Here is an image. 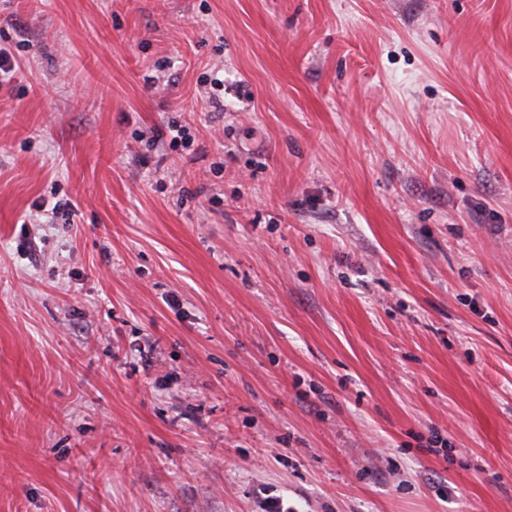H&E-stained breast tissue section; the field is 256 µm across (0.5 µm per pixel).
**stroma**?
Wrapping results in <instances>:
<instances>
[{
	"label": "stroma",
	"mask_w": 512,
	"mask_h": 512,
	"mask_svg": "<svg viewBox=\"0 0 512 512\" xmlns=\"http://www.w3.org/2000/svg\"><path fill=\"white\" fill-rule=\"evenodd\" d=\"M0 47V512H512V0H0Z\"/></svg>",
	"instance_id": "obj_1"
}]
</instances>
